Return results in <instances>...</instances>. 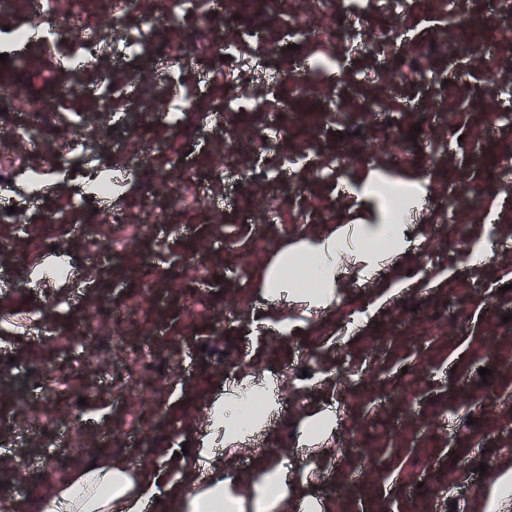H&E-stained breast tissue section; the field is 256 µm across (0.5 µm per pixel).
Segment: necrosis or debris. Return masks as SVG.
Returning <instances> with one entry per match:
<instances>
[{
  "mask_svg": "<svg viewBox=\"0 0 512 512\" xmlns=\"http://www.w3.org/2000/svg\"><path fill=\"white\" fill-rule=\"evenodd\" d=\"M307 0H236L234 18L214 9L211 0H0V54L15 67L0 81V224L27 223L37 248L29 268L39 267L41 249L57 228L83 224H124L139 214L148 224L171 223L173 215L191 223L212 213L199 190L203 183L238 179L232 153L201 173L189 165L191 149L212 136L233 141L232 129L208 124L212 115L264 112L285 107L282 87L307 94L308 81L274 70L273 62L290 45L336 40V0H316L324 20L310 29ZM288 19V35L269 41L264 23ZM233 28L236 39L226 36ZM457 42L477 52L495 44L512 50V0H497L493 19L457 8ZM136 69L141 80L130 88L113 65ZM263 87L256 95L255 87ZM142 115L148 129L163 127L156 148L134 154L138 179L124 186L102 184L101 145L113 125L129 113ZM59 122L80 128L77 136L45 141ZM69 180L72 195L46 207L35 206L43 190L19 188L21 174ZM167 184L159 196V184Z\"/></svg>",
  "mask_w": 512,
  "mask_h": 512,
  "instance_id": "obj_1",
  "label": "necrosis or debris"
}]
</instances>
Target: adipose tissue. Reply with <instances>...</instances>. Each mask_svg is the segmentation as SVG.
I'll list each match as a JSON object with an SVG mask.
<instances>
[{
  "instance_id": "1",
  "label": "adipose tissue",
  "mask_w": 512,
  "mask_h": 512,
  "mask_svg": "<svg viewBox=\"0 0 512 512\" xmlns=\"http://www.w3.org/2000/svg\"><path fill=\"white\" fill-rule=\"evenodd\" d=\"M366 235L373 240L387 238L379 251H366L356 269L357 277L369 276L382 258L398 252L405 229L398 211H380L378 221L369 225ZM352 234L347 226L330 232L303 235L286 246V253L310 260L314 266L316 287L298 284L296 271L273 268L260 277L257 286L267 303L269 327L287 328L292 308L325 310L333 302L340 265L336 249L349 244ZM280 383L272 379L261 388L265 404L263 416L241 411L239 402L214 396L202 436L196 437L191 457L168 456L166 469L134 474L126 460L107 458L94 467L83 469L69 486L55 492L44 505V512H295L314 497L304 479L291 473L285 460L272 456L257 468L249 495L238 490L239 476L224 472L213 461L217 455L228 457L248 439L268 428L278 401Z\"/></svg>"
}]
</instances>
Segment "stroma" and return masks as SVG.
I'll return each mask as SVG.
<instances>
[{
  "label": "stroma",
  "mask_w": 512,
  "mask_h": 512,
  "mask_svg": "<svg viewBox=\"0 0 512 512\" xmlns=\"http://www.w3.org/2000/svg\"><path fill=\"white\" fill-rule=\"evenodd\" d=\"M335 22L409 38L337 41L335 67L311 94L290 96L284 112L230 117L267 140L234 145L249 179L225 181L221 194L234 204L222 222L154 224L120 254L104 249L112 226L92 237L68 225L55 241L77 262L67 281L32 280L21 263L33 249L27 225L0 224V508L43 512L55 488L98 460L157 465L203 428L210 400L246 370L280 377L288 403L236 458L242 477L259 455L275 454L309 470L324 512H512V122L501 118L512 97L499 88L512 61L492 49L466 53L443 24H422L411 0H363L357 12L337 0ZM404 71L442 81L416 99L395 80ZM336 100L335 132L270 137L294 111ZM377 101L384 112L367 117L363 105ZM300 149L306 165L283 169ZM275 173L276 192L266 180ZM375 174L426 185L424 205L405 218L404 252L367 282H339L329 311L294 315L282 334L253 328L256 282L273 254L291 238L350 223ZM476 181L489 192L482 208L459 196ZM452 220L467 224L468 238L488 237L492 258L472 267ZM410 275L419 287L376 305L385 281ZM146 282L150 303L140 297ZM90 310L101 336L123 314L126 333L111 348L67 335ZM135 351L147 360L118 385L115 373ZM46 362L69 377L48 426L36 417L44 394L34 376ZM83 403L96 413L78 423L72 414ZM326 408L336 411L334 435L303 444L307 417ZM59 446L60 467H42Z\"/></svg>",
  "instance_id": "1"
}]
</instances>
